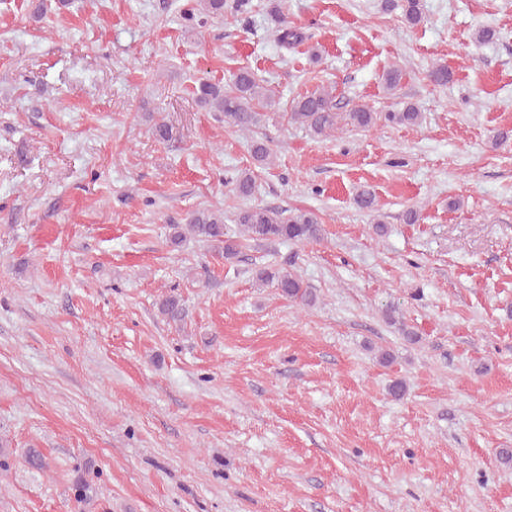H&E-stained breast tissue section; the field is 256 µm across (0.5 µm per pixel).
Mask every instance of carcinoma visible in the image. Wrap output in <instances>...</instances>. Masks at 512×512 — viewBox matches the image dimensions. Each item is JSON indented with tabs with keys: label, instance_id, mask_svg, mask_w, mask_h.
<instances>
[{
	"label": "carcinoma",
	"instance_id": "1",
	"mask_svg": "<svg viewBox=\"0 0 512 512\" xmlns=\"http://www.w3.org/2000/svg\"><path fill=\"white\" fill-rule=\"evenodd\" d=\"M387 10L401 9L407 24L417 26L424 22L422 0H384ZM251 10V0H193V4L183 11V20L192 26H203L210 20H222L231 16L242 20ZM271 14L277 24V39L288 49L303 41V34L288 26L277 5L271 7ZM192 94L198 104L210 112L224 115V123L244 132H252L260 126L264 114L261 110L275 105L274 96L261 86L256 74L242 67L232 73L228 85L200 78L193 87ZM286 123L298 125L308 130L315 138H325L336 133L345 124L355 128H370L382 121L390 125L414 126L422 119L417 106L411 104L401 112H372L361 106L349 112L336 111V101L332 93L315 90L293 101L292 107L282 113ZM251 156L257 166H270L274 155L266 141L254 139ZM232 193L237 198L247 199L255 192L254 172L244 171L232 181ZM355 204L368 212L377 211L375 193L369 188L361 189ZM235 222L240 226L239 235L224 233V220L207 210L189 213L183 224L169 225L168 243L179 246L191 236L207 243L224 260L231 261L239 256L242 249L251 241H283L293 244L314 243L323 239V227L316 215L311 212H286L260 205H248L236 211ZM256 279L262 285H270L289 301L302 306L315 304L316 295L302 277L286 267L267 265L259 268ZM159 313L169 322L183 320V307L179 297L165 294L158 302ZM396 310L386 311L387 322L394 326L399 335L408 343L419 342V336Z\"/></svg>",
	"mask_w": 512,
	"mask_h": 512
}]
</instances>
